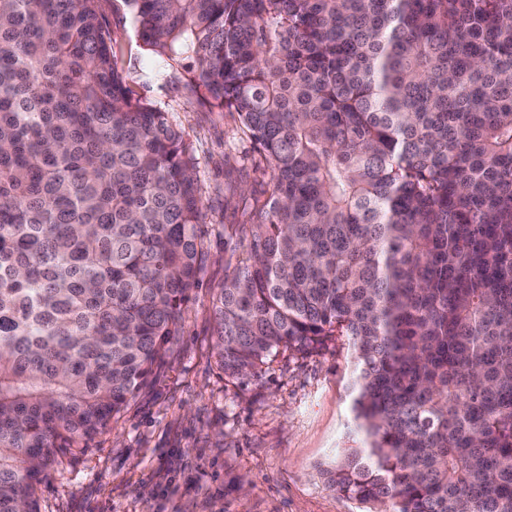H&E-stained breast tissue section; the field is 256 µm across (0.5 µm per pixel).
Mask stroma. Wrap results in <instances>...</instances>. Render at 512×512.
I'll list each match as a JSON object with an SVG mask.
<instances>
[{
  "mask_svg": "<svg viewBox=\"0 0 512 512\" xmlns=\"http://www.w3.org/2000/svg\"><path fill=\"white\" fill-rule=\"evenodd\" d=\"M99 8L127 84L167 112L194 149L210 255L169 365L111 431L42 484L41 512H373L322 475L342 449L363 444L347 337L278 354L246 384L225 379L217 362L212 309L224 281V228L244 222L263 180L249 138L237 117L189 90L184 70H150L122 0Z\"/></svg>",
  "mask_w": 512,
  "mask_h": 512,
  "instance_id": "35a3bbf8",
  "label": "stroma"
}]
</instances>
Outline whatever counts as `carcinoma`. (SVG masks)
I'll return each instance as SVG.
<instances>
[{"label": "carcinoma", "instance_id": "cac0c4a2", "mask_svg": "<svg viewBox=\"0 0 512 512\" xmlns=\"http://www.w3.org/2000/svg\"><path fill=\"white\" fill-rule=\"evenodd\" d=\"M269 180L213 303L224 377L332 336L393 512H512V0H123ZM198 159L99 0H0V512L167 365L209 256Z\"/></svg>", "mask_w": 512, "mask_h": 512}]
</instances>
